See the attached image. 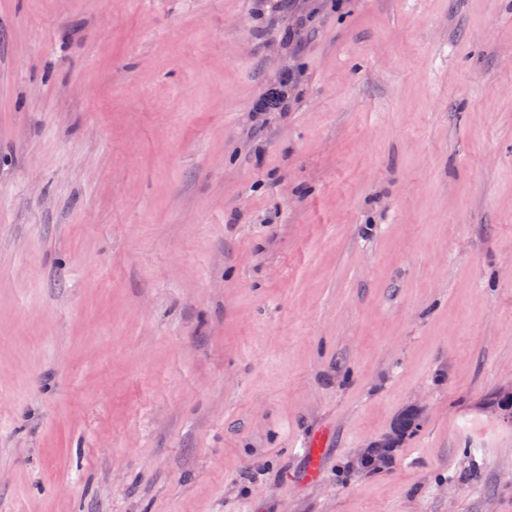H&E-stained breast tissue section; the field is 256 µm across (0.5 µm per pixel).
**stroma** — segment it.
<instances>
[{
    "label": "stroma",
    "instance_id": "35a3bbf8",
    "mask_svg": "<svg viewBox=\"0 0 512 512\" xmlns=\"http://www.w3.org/2000/svg\"><path fill=\"white\" fill-rule=\"evenodd\" d=\"M505 401L512 0H0V512H512ZM412 411L419 420L424 417L425 409L420 404H413L411 407ZM411 410H407L400 415L395 425V433L403 439L406 434L416 429V418ZM395 433L384 434L378 439L370 440L362 448L359 449L358 454L355 458L357 468H370L374 472H380L387 467L385 460L377 456L376 452L388 455L390 460L392 453L398 446L399 439ZM391 448L394 450H388Z\"/></svg>",
    "mask_w": 512,
    "mask_h": 512
}]
</instances>
